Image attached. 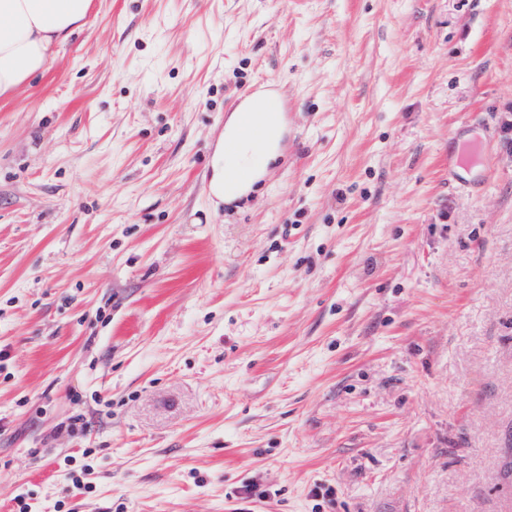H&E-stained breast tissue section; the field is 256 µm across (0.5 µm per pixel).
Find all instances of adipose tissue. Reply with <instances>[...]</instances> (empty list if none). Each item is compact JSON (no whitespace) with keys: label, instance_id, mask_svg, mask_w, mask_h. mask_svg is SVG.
Listing matches in <instances>:
<instances>
[{"label":"adipose tissue","instance_id":"ef3b65f1","mask_svg":"<svg viewBox=\"0 0 512 512\" xmlns=\"http://www.w3.org/2000/svg\"><path fill=\"white\" fill-rule=\"evenodd\" d=\"M94 0H0V98L44 73L86 19ZM285 124L275 93L246 99L224 125L211 190L226 202L253 189L281 154Z\"/></svg>","mask_w":512,"mask_h":512}]
</instances>
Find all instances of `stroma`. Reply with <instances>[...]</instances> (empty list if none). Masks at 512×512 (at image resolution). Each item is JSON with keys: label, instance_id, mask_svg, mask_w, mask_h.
<instances>
[{"label": "stroma", "instance_id": "stroma-1", "mask_svg": "<svg viewBox=\"0 0 512 512\" xmlns=\"http://www.w3.org/2000/svg\"><path fill=\"white\" fill-rule=\"evenodd\" d=\"M0 347V512H512V0H94L0 99ZM284 132L278 94L246 99L225 123L212 158V193L230 202L251 191L281 155ZM477 126L480 127L477 122L460 125L448 134L452 145H461L459 153L448 149V180L462 189L473 188L487 176L485 158L491 151V142L486 134L482 137L473 133Z\"/></svg>", "mask_w": 512, "mask_h": 512}]
</instances>
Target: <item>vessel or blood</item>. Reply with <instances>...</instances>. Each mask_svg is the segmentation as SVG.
Instances as JSON below:
<instances>
[{"instance_id":"1","label":"vessel or blood","mask_w":512,"mask_h":512,"mask_svg":"<svg viewBox=\"0 0 512 512\" xmlns=\"http://www.w3.org/2000/svg\"><path fill=\"white\" fill-rule=\"evenodd\" d=\"M448 140L453 149L448 153V180L462 189L473 188L487 175L485 158L491 150L489 137L474 134L472 125L451 129Z\"/></svg>"}]
</instances>
